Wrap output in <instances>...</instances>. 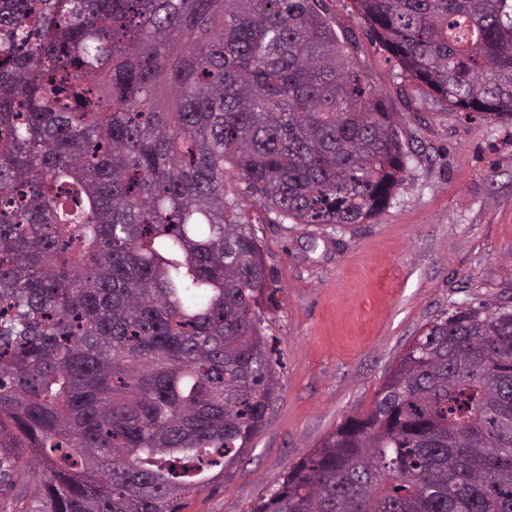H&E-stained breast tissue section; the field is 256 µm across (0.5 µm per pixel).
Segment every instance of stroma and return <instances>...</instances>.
Masks as SVG:
<instances>
[{
  "label": "stroma",
  "mask_w": 512,
  "mask_h": 512,
  "mask_svg": "<svg viewBox=\"0 0 512 512\" xmlns=\"http://www.w3.org/2000/svg\"><path fill=\"white\" fill-rule=\"evenodd\" d=\"M356 68L405 115L408 169L390 207L332 229L246 212L264 247L275 308L260 311L277 391L233 476L185 497L183 512H250L345 419L369 411L397 359L454 305L512 298V119H465L431 98L408 111L392 57L351 0H319Z\"/></svg>",
  "instance_id": "stroma-1"
}]
</instances>
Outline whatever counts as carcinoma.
<instances>
[{"label": "carcinoma", "mask_w": 512, "mask_h": 512, "mask_svg": "<svg viewBox=\"0 0 512 512\" xmlns=\"http://www.w3.org/2000/svg\"><path fill=\"white\" fill-rule=\"evenodd\" d=\"M413 85L512 118V0H352ZM403 113L319 0H0V484L34 512H182L275 390L251 200L363 224ZM251 512H512V302L430 321L374 405Z\"/></svg>", "instance_id": "cac0c4a2"}]
</instances>
